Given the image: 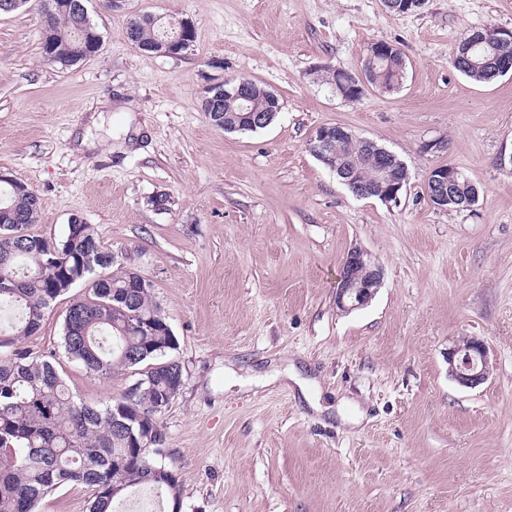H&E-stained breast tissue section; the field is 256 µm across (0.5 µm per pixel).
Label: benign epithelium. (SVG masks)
I'll return each instance as SVG.
<instances>
[{"instance_id":"obj_1","label":"benign epithelium","mask_w":512,"mask_h":512,"mask_svg":"<svg viewBox=\"0 0 512 512\" xmlns=\"http://www.w3.org/2000/svg\"><path fill=\"white\" fill-rule=\"evenodd\" d=\"M177 29L172 37L160 44L157 53L170 57H179L191 48L195 34L194 24L181 19L176 21ZM488 45L496 49L502 59L498 73H512V30L487 26L478 31V35L466 40L462 47V56L478 47ZM392 55V46L386 42L373 43L367 53L371 61H388ZM231 97L240 101L239 122L251 128L270 125L280 111L281 106L274 96H269V106L257 110L250 96V83L247 80L226 79L208 85L204 100L212 106V117L220 122L218 109L224 104V98ZM349 136L343 126H321L310 138V151L325 163L326 167L341 178L359 198H376L385 204L396 203L406 185L408 176L405 166L397 156L378 146L374 141L365 140L367 150L376 159V175L366 182L358 177V162L354 159L333 161L328 155L334 142ZM427 193L430 198L444 204L454 200L460 209L467 210L476 202V187L454 165H442L433 169L427 180ZM382 282V271L374 265L368 254L360 249L350 251L343 263L336 289V307L349 312L368 304ZM491 370L489 348L477 338L467 339L448 348V373L462 387L474 388L482 384Z\"/></svg>"}]
</instances>
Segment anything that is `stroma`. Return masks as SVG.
<instances>
[{"label":"stroma","instance_id":"obj_1","mask_svg":"<svg viewBox=\"0 0 512 512\" xmlns=\"http://www.w3.org/2000/svg\"><path fill=\"white\" fill-rule=\"evenodd\" d=\"M97 55L44 59L32 4L0 14V171L33 188L32 232L62 238L71 217L153 283L185 384L158 416L182 512H512V75L486 83L449 57L467 31L512 29V0H90ZM139 13L191 20L179 58L127 38ZM406 55L401 88L348 101L317 77L360 74L371 44ZM224 62L210 68L211 60ZM245 75L282 108L265 129L227 134L201 108L207 84ZM111 101L79 150L91 105ZM341 125L406 166L399 204L360 199L309 150ZM434 140L441 151L428 150ZM458 167L479 191L436 208L431 171ZM383 280L365 307L335 304L346 255ZM61 297L21 346L60 350ZM490 348L483 384L459 386L447 352ZM89 403L119 396L65 360Z\"/></svg>","mask_w":512,"mask_h":512}]
</instances>
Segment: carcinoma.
<instances>
[{
	"mask_svg": "<svg viewBox=\"0 0 512 512\" xmlns=\"http://www.w3.org/2000/svg\"><path fill=\"white\" fill-rule=\"evenodd\" d=\"M55 0H37L42 31L53 35L50 63L69 67L85 61L76 32L77 15L54 7ZM128 39L141 48L159 43L164 30L146 14L135 15ZM454 68L466 78L484 82L497 77L494 51L486 47L473 57L477 65L459 57ZM369 84H403L402 56L391 64L367 67ZM339 155L359 161L361 177L376 175V160L364 142L353 136L336 145ZM41 198L21 183L0 182V311L17 317L0 323V349L40 331L45 314L59 297L82 284V298H74L63 320L64 356L87 372L110 379L133 372L151 381L128 387L101 404L77 399L60 375L57 355L34 356L23 348L0 354V450L13 461L0 462V512H42L47 493L65 484L83 485L92 492L90 512H115L125 495L148 488L164 496L168 505L180 498L178 480L167 468L161 449H140L125 422L140 416L155 436L167 385L184 381L182 365L168 353L176 339L152 289L138 287L139 270L115 266L90 224H70L59 240L30 231L37 221ZM138 312L153 323L150 331H133L117 309ZM163 468L160 477L151 468Z\"/></svg>",
	"mask_w": 512,
	"mask_h": 512,
	"instance_id": "obj_1",
	"label": "carcinoma"
}]
</instances>
